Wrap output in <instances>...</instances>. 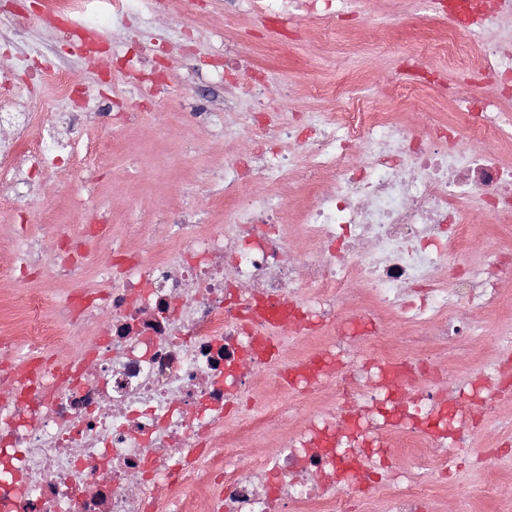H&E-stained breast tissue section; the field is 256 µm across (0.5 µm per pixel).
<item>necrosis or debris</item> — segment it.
Returning a JSON list of instances; mask_svg holds the SVG:
<instances>
[{"label":"necrosis or debris","instance_id":"1","mask_svg":"<svg viewBox=\"0 0 512 512\" xmlns=\"http://www.w3.org/2000/svg\"><path fill=\"white\" fill-rule=\"evenodd\" d=\"M426 3L449 23L423 49L497 87L487 96L440 86L456 108L448 129L364 111L342 84L323 90L337 111L291 121L297 86L267 101L228 40L219 81L233 122L224 136L250 146L225 154L208 179L234 223L165 210L139 248L113 242L112 270L92 291L80 272L109 223L76 235L57 226L52 250L37 238L16 252V271L49 272L72 290L55 321L41 315L46 297H28L0 340V512H197L201 495L208 512H349L352 494L382 489L384 512H428L448 494V450L470 448L473 410L492 417L512 403L511 362L473 360L453 376L443 366L449 352L474 348L476 326L460 312L502 307L501 284L512 279V253L474 259L459 217L474 198L489 219L512 221V165L482 137L512 145L502 111L512 51L487 37L494 19L512 16V0ZM349 5L224 0L231 14L278 25L297 13L318 29ZM195 6L47 0L63 28H83L90 54L99 18L125 27ZM291 180L310 200L290 224L279 188ZM285 331L306 352L276 351ZM256 390L309 401L264 460L254 439L279 430L291 407L224 432Z\"/></svg>","mask_w":512,"mask_h":512}]
</instances>
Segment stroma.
<instances>
[{
	"instance_id": "stroma-1",
	"label": "stroma",
	"mask_w": 512,
	"mask_h": 512,
	"mask_svg": "<svg viewBox=\"0 0 512 512\" xmlns=\"http://www.w3.org/2000/svg\"><path fill=\"white\" fill-rule=\"evenodd\" d=\"M399 2L411 17V27L393 24L390 0H357L349 26L328 32L316 49L300 37L301 20H293V33L282 37L250 16L225 17L224 0H204L210 23L200 28L193 27L190 16L158 13L143 40L163 44V54L153 63L163 67L170 80L154 91L155 104L146 109L140 105V91L124 77L113 76L111 59L74 50L56 54L62 35L43 21V0H0V50L21 55L28 45L45 47L43 58L17 73L12 99L14 108L36 114L33 136H40L58 112L80 114L72 123V161L42 172L36 179L38 192L20 198L12 184L0 181V239L6 243L0 249V337L30 293L45 295L53 308L70 288L48 274L15 280L10 243L43 237L54 225L76 232L105 215L114 235L133 246L137 240L130 236L129 225L140 223L145 212L167 208L192 209L200 224L234 223L232 212L211 207L204 182L207 169L223 162L228 144L209 124L189 125L182 118L200 105L199 94L211 80L205 64L222 56L225 38L236 39L246 55L266 61L269 96L287 83L307 89L300 111H333V104L318 91L347 81L367 110L392 112L396 106L382 78L393 74L402 59L414 56L419 46L415 29L431 21L422 0ZM19 17L24 20L22 30L6 27V20ZM59 68L67 69L85 89L77 103H58L53 86L39 81L40 73ZM473 318L479 332L477 351L493 355L502 329L512 328V313L477 310ZM488 435L504 443L497 474L504 485L512 484V429L484 422L474 436L476 449L457 456L448 469L455 486L452 496L433 502L430 512H501L480 495L486 475L480 445Z\"/></svg>"
}]
</instances>
